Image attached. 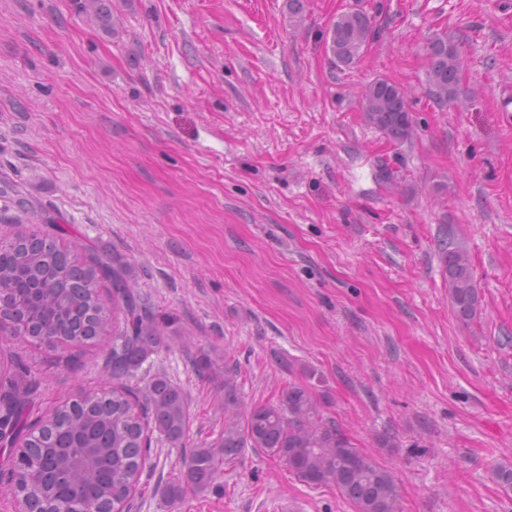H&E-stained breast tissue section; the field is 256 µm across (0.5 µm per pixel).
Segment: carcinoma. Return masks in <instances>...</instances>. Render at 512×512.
<instances>
[{
    "mask_svg": "<svg viewBox=\"0 0 512 512\" xmlns=\"http://www.w3.org/2000/svg\"><path fill=\"white\" fill-rule=\"evenodd\" d=\"M112 0H84L83 12L112 31ZM373 37L372 20L362 11L336 15L327 44L333 61L357 63ZM429 90L439 104L455 97L463 60L448 35L432 38L426 47ZM365 121L395 141L412 133L406 93L382 78L362 94ZM20 211L54 223L45 210L21 198ZM438 255L457 317L466 322L479 311L480 289L467 250L453 226L438 239ZM112 284L107 304L97 284ZM124 313L123 330L114 332L115 312ZM23 325L18 332L33 345L70 351L65 365L90 341L112 335L105 372L112 389L87 394L28 422V408L37 385L28 380L20 361L0 368V436L19 445L0 470V493L12 498L18 512H113L124 507L139 486L150 457L151 438L158 433L182 440L188 414L184 393L163 375L144 371V389L127 381L137 376L149 356L164 343L165 326L144 306L123 269L105 255L84 265L53 242L35 248L23 236L0 241V321ZM236 365L224 360V434L211 448H194L183 457L182 481L169 487L173 497L183 484L197 490L218 478L221 465L247 448L287 462L297 479L310 487L334 486L355 512H400V490L393 474L356 448L335 421L324 416L320 401L304 384L284 389L275 405L249 406L238 385Z\"/></svg>",
    "mask_w": 512,
    "mask_h": 512,
    "instance_id": "1",
    "label": "carcinoma"
}]
</instances>
